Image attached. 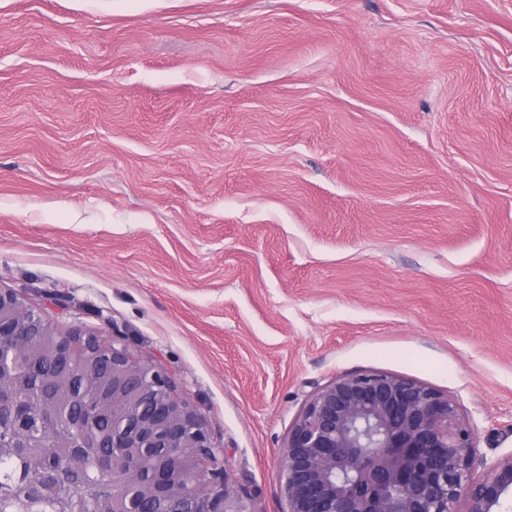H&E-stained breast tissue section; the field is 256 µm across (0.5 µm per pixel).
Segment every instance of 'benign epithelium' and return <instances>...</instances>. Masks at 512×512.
<instances>
[{"label": "benign epithelium", "instance_id": "1", "mask_svg": "<svg viewBox=\"0 0 512 512\" xmlns=\"http://www.w3.org/2000/svg\"><path fill=\"white\" fill-rule=\"evenodd\" d=\"M54 393L31 401L37 384ZM53 454L26 506L67 488L95 512H245L224 449L164 368L87 328L56 332L15 289L0 288V457ZM474 430L456 401L387 372L352 373L316 390L281 452L286 512H504L512 454L472 474ZM112 474L90 495L88 472Z\"/></svg>", "mask_w": 512, "mask_h": 512}]
</instances>
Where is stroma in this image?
Segmentation results:
<instances>
[{"mask_svg":"<svg viewBox=\"0 0 512 512\" xmlns=\"http://www.w3.org/2000/svg\"><path fill=\"white\" fill-rule=\"evenodd\" d=\"M0 286L163 366L249 512H285L288 431L350 373L454 398L482 474L512 0H0Z\"/></svg>","mask_w":512,"mask_h":512,"instance_id":"1","label":"stroma"}]
</instances>
